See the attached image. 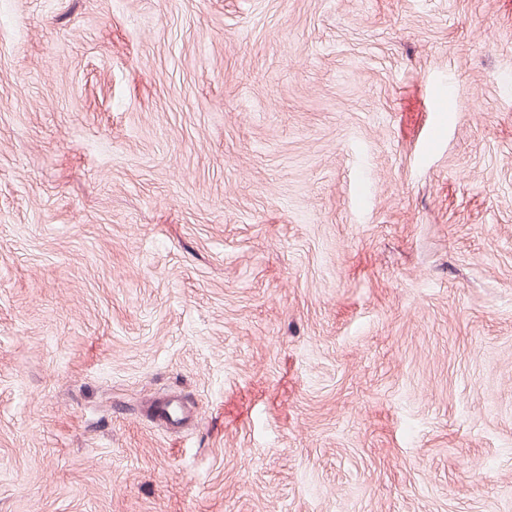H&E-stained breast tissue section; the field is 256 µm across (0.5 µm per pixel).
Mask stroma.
<instances>
[{
    "instance_id": "1",
    "label": "stroma",
    "mask_w": 512,
    "mask_h": 512,
    "mask_svg": "<svg viewBox=\"0 0 512 512\" xmlns=\"http://www.w3.org/2000/svg\"><path fill=\"white\" fill-rule=\"evenodd\" d=\"M0 512H512V0H0Z\"/></svg>"
}]
</instances>
